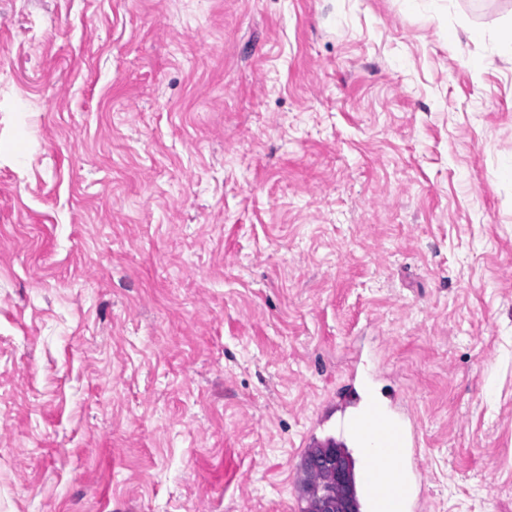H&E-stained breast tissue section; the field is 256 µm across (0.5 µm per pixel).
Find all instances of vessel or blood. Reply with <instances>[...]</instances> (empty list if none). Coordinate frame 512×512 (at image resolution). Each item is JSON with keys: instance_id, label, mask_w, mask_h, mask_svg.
I'll return each instance as SVG.
<instances>
[{"instance_id": "obj_1", "label": "vessel or blood", "mask_w": 512, "mask_h": 512, "mask_svg": "<svg viewBox=\"0 0 512 512\" xmlns=\"http://www.w3.org/2000/svg\"><path fill=\"white\" fill-rule=\"evenodd\" d=\"M372 391V383H365L360 394L367 405L338 424L340 435L363 450L355 476L357 506L360 512H421L419 437L401 414L372 398Z\"/></svg>"}]
</instances>
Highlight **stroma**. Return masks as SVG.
I'll return each mask as SVG.
<instances>
[{"label":"stroma","instance_id":"35a3bbf8","mask_svg":"<svg viewBox=\"0 0 512 512\" xmlns=\"http://www.w3.org/2000/svg\"><path fill=\"white\" fill-rule=\"evenodd\" d=\"M510 26L0 0V512H301L354 367L512 512Z\"/></svg>","mask_w":512,"mask_h":512}]
</instances>
